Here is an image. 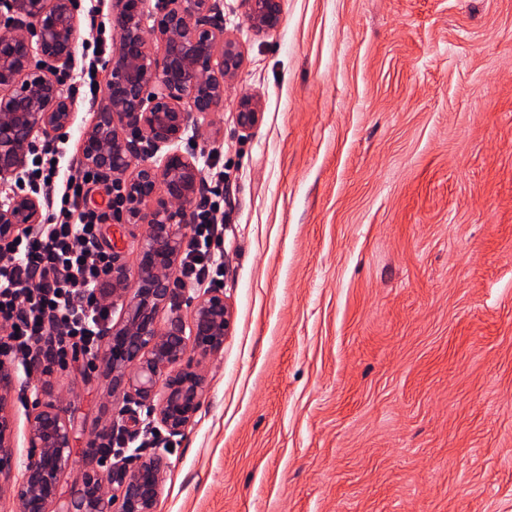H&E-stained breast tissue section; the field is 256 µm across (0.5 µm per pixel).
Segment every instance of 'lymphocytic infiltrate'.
<instances>
[{
	"label": "lymphocytic infiltrate",
	"mask_w": 512,
	"mask_h": 512,
	"mask_svg": "<svg viewBox=\"0 0 512 512\" xmlns=\"http://www.w3.org/2000/svg\"><path fill=\"white\" fill-rule=\"evenodd\" d=\"M63 144L43 143L31 165L16 178L17 187L36 186L46 200L45 221L6 242L0 263V369L30 374L33 364L66 366L69 357L91 359L99 351L104 327L112 316L96 292L112 269V255L100 242V216L86 202L84 187L95 178L88 169L62 165ZM224 221V189L216 186L194 212L191 235L181 258L189 281L220 274L213 251L221 239L215 229Z\"/></svg>",
	"instance_id": "1"
}]
</instances>
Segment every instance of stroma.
I'll list each match as a JSON object with an SVG mask.
<instances>
[{"instance_id": "1", "label": "stroma", "mask_w": 512, "mask_h": 512, "mask_svg": "<svg viewBox=\"0 0 512 512\" xmlns=\"http://www.w3.org/2000/svg\"><path fill=\"white\" fill-rule=\"evenodd\" d=\"M223 2L243 64L178 147L224 175V276L157 316L224 291L199 411L172 436L86 359L33 375L6 395L0 512L34 398L73 438L48 512L108 429L112 464L164 457L155 512H512V0H282L268 32ZM144 231L101 242L131 269ZM262 104L259 99L253 96H243L237 105V122L243 129H250L256 126L261 118Z\"/></svg>"}]
</instances>
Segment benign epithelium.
<instances>
[{"label": "benign epithelium", "instance_id": "1", "mask_svg": "<svg viewBox=\"0 0 512 512\" xmlns=\"http://www.w3.org/2000/svg\"><path fill=\"white\" fill-rule=\"evenodd\" d=\"M245 20L257 31L275 29L281 0H242ZM79 24L76 0H0V181L20 173L36 139L59 135L72 123V100L57 72L73 55ZM117 41L107 65L104 93L93 123L82 135L80 162L121 188L119 224H143L145 232L131 274L112 254L107 275L112 307L123 317L104 330L95 367L111 376L112 392L141 402L160 399L158 418L172 435L195 418L204 379L193 354L224 344L230 307L219 288L196 304L190 334L173 320L165 329L158 311L172 300L177 260L187 224L203 192L196 158L174 147L185 133L224 107V89L242 67L238 43L224 34L223 0H162L160 14L144 11L143 0H112ZM262 104L243 96L237 122L256 126ZM167 151H162V148ZM43 223L35 191L11 190L0 200V241L20 225ZM11 375L0 371V476L11 469L8 451L12 416L3 392ZM25 477L13 487L23 512H46L57 495L61 473L72 464V438L65 417L37 400L29 419ZM166 467L160 456L106 474L89 458L60 512H154ZM112 495L105 497V483Z\"/></svg>", "mask_w": 512, "mask_h": 512}]
</instances>
